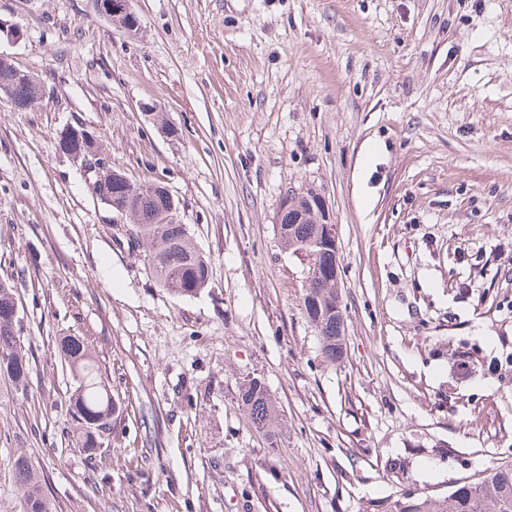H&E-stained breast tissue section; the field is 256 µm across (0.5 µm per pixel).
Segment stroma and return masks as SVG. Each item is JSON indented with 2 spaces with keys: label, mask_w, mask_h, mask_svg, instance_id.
I'll list each match as a JSON object with an SVG mask.
<instances>
[{
  "label": "stroma",
  "mask_w": 512,
  "mask_h": 512,
  "mask_svg": "<svg viewBox=\"0 0 512 512\" xmlns=\"http://www.w3.org/2000/svg\"><path fill=\"white\" fill-rule=\"evenodd\" d=\"M0 0V52L44 96L0 99V280L25 387L0 373V512H364L512 463V0ZM161 180L209 256L175 297L60 135ZM314 189L337 226L346 346L326 362L276 230ZM77 336L122 401L77 448ZM469 371H461V361ZM264 382L258 430L240 401ZM97 13L109 21L113 26L121 29L129 37L134 38L139 34L136 26L128 24L125 20L135 13L132 0H97ZM240 399L256 428H270L277 419L274 404L262 383L251 382L244 386L240 391ZM13 468L16 477L26 492L28 512H51L50 504L42 494L37 474L31 462L23 456L14 460Z\"/></svg>",
  "instance_id": "1"
}]
</instances>
